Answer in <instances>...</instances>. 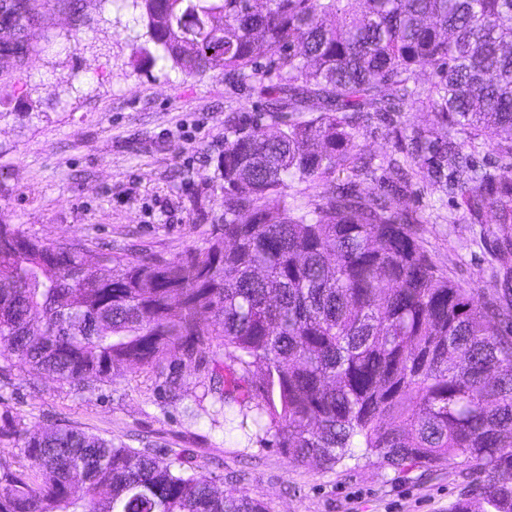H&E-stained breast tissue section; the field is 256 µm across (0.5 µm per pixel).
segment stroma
Instances as JSON below:
<instances>
[{
	"mask_svg": "<svg viewBox=\"0 0 512 512\" xmlns=\"http://www.w3.org/2000/svg\"><path fill=\"white\" fill-rule=\"evenodd\" d=\"M147 21L112 0H54L23 58L0 62V221L48 241L82 240L89 260L109 251L130 261L172 259L205 245L221 226L224 183L215 171L229 120L260 114L253 90L228 91L224 75L187 77L152 63ZM384 126L357 124L363 196L381 195L400 141L428 113L395 112ZM417 217L420 244L460 287L488 293L507 269L498 217L474 220L445 189L422 179L391 194ZM215 356L134 365L78 391L34 370L0 376V425L69 424L161 458H181L267 503L270 512H448L463 463L395 472L377 457L334 470L295 465L281 449L225 424L205 395ZM180 384L171 397L168 377Z\"/></svg>",
	"mask_w": 512,
	"mask_h": 512,
	"instance_id": "stroma-1",
	"label": "stroma"
}]
</instances>
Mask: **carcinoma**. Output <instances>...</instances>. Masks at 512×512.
I'll return each instance as SVG.
<instances>
[{"mask_svg": "<svg viewBox=\"0 0 512 512\" xmlns=\"http://www.w3.org/2000/svg\"><path fill=\"white\" fill-rule=\"evenodd\" d=\"M141 9L158 59L187 76L224 71L274 102L276 131L232 126L217 170L222 233L175 259L124 262L112 279L85 243L0 223V372L32 368L75 387L134 364L224 349L234 364L204 394L293 464L375 456L401 471L457 459L448 512H512V274L483 302L419 243L388 196L349 181L305 210L294 182L344 171L352 115H431L410 165L475 217L499 212L512 243V0H120ZM42 0H0L29 44ZM270 55L263 64L260 59ZM431 70L435 80L418 83ZM309 119L286 122L291 100ZM505 165L464 154L478 139ZM24 464L0 459V512H268L266 503L175 462L70 425L0 426Z\"/></svg>", "mask_w": 512, "mask_h": 512, "instance_id": "obj_1", "label": "carcinoma"}]
</instances>
